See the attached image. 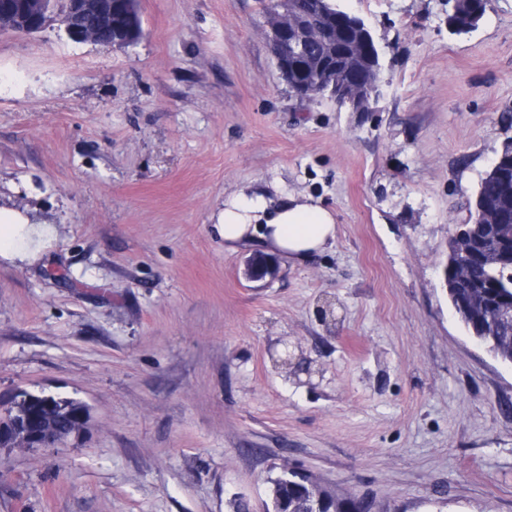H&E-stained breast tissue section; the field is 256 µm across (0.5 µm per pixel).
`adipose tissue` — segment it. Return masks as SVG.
I'll return each mask as SVG.
<instances>
[{
	"label": "adipose tissue",
	"mask_w": 512,
	"mask_h": 512,
	"mask_svg": "<svg viewBox=\"0 0 512 512\" xmlns=\"http://www.w3.org/2000/svg\"><path fill=\"white\" fill-rule=\"evenodd\" d=\"M214 220L227 244L256 242L293 262L309 260L336 238L335 212L322 199L259 185L226 197ZM54 236L51 225L0 208V258L37 259Z\"/></svg>",
	"instance_id": "ef3b65f1"
}]
</instances>
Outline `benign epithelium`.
Here are the masks:
<instances>
[{
    "label": "benign epithelium",
    "instance_id": "7a95c632",
    "mask_svg": "<svg viewBox=\"0 0 512 512\" xmlns=\"http://www.w3.org/2000/svg\"><path fill=\"white\" fill-rule=\"evenodd\" d=\"M296 2L274 0V7L266 13V37L286 83L299 97L307 99L313 91L304 77L314 74L324 89L349 111H373L372 103L379 95L351 79V74L363 64L380 61L379 45L369 35L364 21L351 15L347 18V29L356 32L367 47L348 50L335 45L323 58L311 60L296 50L301 37L310 31L298 20ZM54 4L55 0H0V32L34 33L57 19L70 39L79 43L120 49L135 45L143 36L140 14L130 8L131 0H66L64 8ZM476 228L475 224H460L450 237L446 266L454 267L456 275L444 276V285L453 293L454 309L459 314L470 310L473 302L472 295L465 291L471 260L477 257L487 264L498 262L491 252H475ZM276 361L308 378L313 374L311 363L295 358L287 347L276 353ZM3 443L19 450L51 448L59 444V438L51 420L15 416L0 420V445Z\"/></svg>",
    "mask_w": 512,
    "mask_h": 512
}]
</instances>
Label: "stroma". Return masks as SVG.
<instances>
[{
  "label": "stroma",
  "instance_id": "obj_1",
  "mask_svg": "<svg viewBox=\"0 0 512 512\" xmlns=\"http://www.w3.org/2000/svg\"><path fill=\"white\" fill-rule=\"evenodd\" d=\"M336 3L383 46L365 115L294 96L262 0H139L125 51L0 33V206L56 228L0 259V413L90 408L57 448L0 447V512H263L287 466L373 512H512V366L443 285L512 136V0L463 36L448 0ZM264 183L323 198L332 245L225 248L212 214ZM286 341L313 386L273 363Z\"/></svg>",
  "mask_w": 512,
  "mask_h": 512
}]
</instances>
